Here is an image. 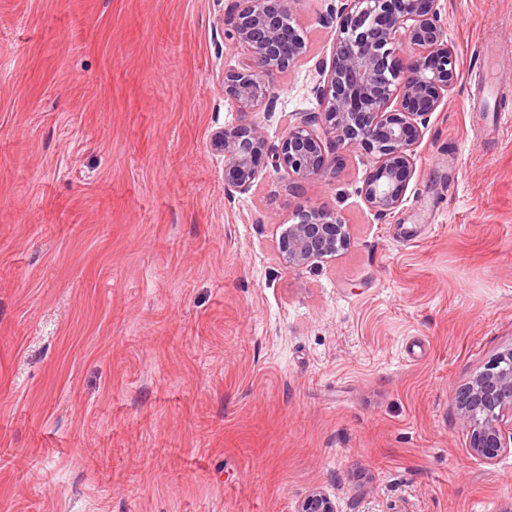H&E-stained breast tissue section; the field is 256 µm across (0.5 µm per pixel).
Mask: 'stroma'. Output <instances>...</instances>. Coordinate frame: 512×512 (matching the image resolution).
Returning a JSON list of instances; mask_svg holds the SVG:
<instances>
[{
    "instance_id": "obj_1",
    "label": "stroma",
    "mask_w": 512,
    "mask_h": 512,
    "mask_svg": "<svg viewBox=\"0 0 512 512\" xmlns=\"http://www.w3.org/2000/svg\"><path fill=\"white\" fill-rule=\"evenodd\" d=\"M332 0H300L310 52L270 143L315 111ZM458 83L405 200L370 166L224 194L209 140L240 114L226 0H0V512H512V451H470L456 387L512 348V0H440ZM350 244L292 269L298 209ZM296 512H337L336 502L323 489H315L298 505Z\"/></svg>"
}]
</instances>
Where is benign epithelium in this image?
<instances>
[{"instance_id":"7a95c632","label":"benign epithelium","mask_w":512,"mask_h":512,"mask_svg":"<svg viewBox=\"0 0 512 512\" xmlns=\"http://www.w3.org/2000/svg\"><path fill=\"white\" fill-rule=\"evenodd\" d=\"M440 0H336L319 17L336 29L330 65L318 70L316 112H297L279 144H268L252 112L276 111L279 78L307 54L296 23L298 0H230L224 37L241 55L224 72V97L239 120L214 130L211 148L224 157V194H246L266 172L299 187L336 170V149L368 155L372 166L359 187L380 220L404 202L417 149L430 116L456 80ZM348 225L334 209H301L279 239L282 259L302 268L346 248ZM470 449L494 459L512 448V349L455 390ZM296 512H337L329 493L315 489Z\"/></svg>"}]
</instances>
